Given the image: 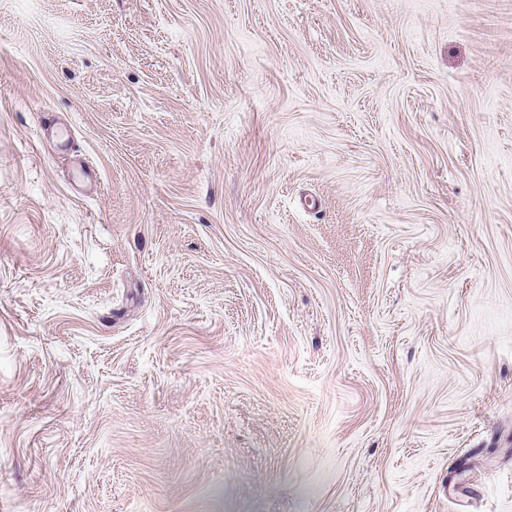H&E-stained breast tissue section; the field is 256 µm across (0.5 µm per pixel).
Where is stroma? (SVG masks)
Here are the masks:
<instances>
[{"instance_id":"stroma-1","label":"stroma","mask_w":512,"mask_h":512,"mask_svg":"<svg viewBox=\"0 0 512 512\" xmlns=\"http://www.w3.org/2000/svg\"><path fill=\"white\" fill-rule=\"evenodd\" d=\"M0 512H512V0H0Z\"/></svg>"}]
</instances>
